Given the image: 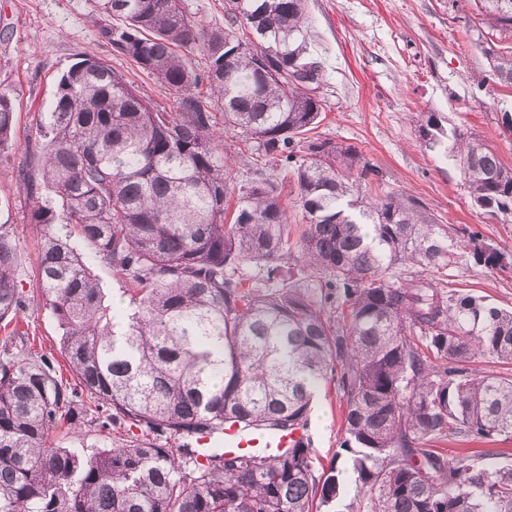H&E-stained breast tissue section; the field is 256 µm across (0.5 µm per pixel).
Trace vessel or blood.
Listing matches in <instances>:
<instances>
[{"label": "vessel or blood", "instance_id": "obj_1", "mask_svg": "<svg viewBox=\"0 0 512 512\" xmlns=\"http://www.w3.org/2000/svg\"><path fill=\"white\" fill-rule=\"evenodd\" d=\"M304 434L303 429L293 431L268 432L250 430L240 424L229 421L224 425L222 438L204 434L197 438L195 445L199 452L208 453L216 450L225 452H263L279 454L293 447Z\"/></svg>", "mask_w": 512, "mask_h": 512}]
</instances>
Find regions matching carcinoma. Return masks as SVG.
Returning <instances> with one entry per match:
<instances>
[{"label": "carcinoma", "instance_id": "carcinoma-1", "mask_svg": "<svg viewBox=\"0 0 512 512\" xmlns=\"http://www.w3.org/2000/svg\"><path fill=\"white\" fill-rule=\"evenodd\" d=\"M225 2L228 26L213 29L184 0H96L98 38L167 86L173 106L87 54L37 123L19 179L61 359L19 325L21 260L0 225V512H512L511 467L424 447L447 435L512 442V376L467 368L481 356L512 366V310L404 277L448 267V231L404 193H369L379 171L354 148L302 144L323 111L307 0ZM474 3L490 87L511 89L512 0ZM15 122L1 92L0 156L15 150ZM232 131L256 144L260 169L290 174L298 237L283 183L237 187ZM448 140L472 204L512 220V167L471 133ZM466 247L491 267L501 258L475 233ZM295 255L300 278L282 268ZM95 263L127 307L108 302ZM250 265L264 285L242 273ZM329 379L355 497L335 466L315 475L308 438L278 455L198 460L195 438L228 420L309 429ZM64 426L127 439L65 448Z\"/></svg>", "mask_w": 512, "mask_h": 512}]
</instances>
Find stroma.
<instances>
[{
  "mask_svg": "<svg viewBox=\"0 0 512 512\" xmlns=\"http://www.w3.org/2000/svg\"><path fill=\"white\" fill-rule=\"evenodd\" d=\"M95 0H0V92L16 109V152L0 156V225L13 230L21 258L26 305L20 314L37 350L56 352L60 333L35 279L39 229L29 222L30 202L18 177L23 151L52 99L60 75L82 55L106 60L147 98L171 106L172 96L131 60L95 37ZM474 0H309L310 52L321 62L318 95L324 112L311 140L350 146L380 173L382 192L410 195L437 223L451 227V263L436 282L512 307V221L475 209L448 140L428 145L427 115L444 131L458 127L482 138L512 166V137L502 133L503 113H512V89L487 90L490 59L472 23ZM503 254L500 266L475 262L463 246L464 232ZM344 405L336 386L321 389L309 414L308 435L315 468L336 465L351 478L344 439ZM447 458L491 451L492 461L512 467V442L466 437L432 439Z\"/></svg>",
  "mask_w": 512,
  "mask_h": 512,
  "instance_id": "obj_1",
  "label": "stroma"
}]
</instances>
